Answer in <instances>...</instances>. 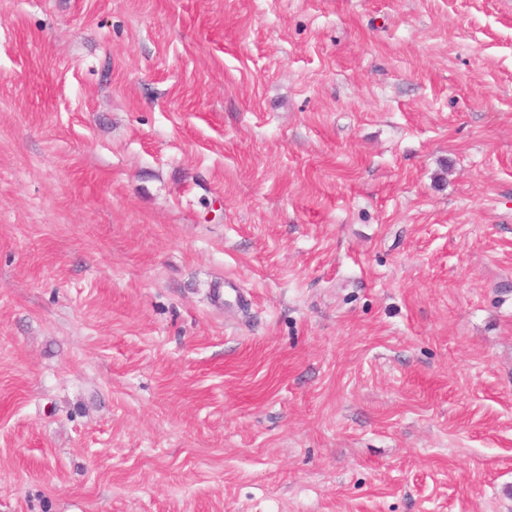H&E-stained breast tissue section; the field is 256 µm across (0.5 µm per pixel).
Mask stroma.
Wrapping results in <instances>:
<instances>
[{
    "label": "stroma",
    "mask_w": 512,
    "mask_h": 512,
    "mask_svg": "<svg viewBox=\"0 0 512 512\" xmlns=\"http://www.w3.org/2000/svg\"><path fill=\"white\" fill-rule=\"evenodd\" d=\"M0 512H512V0H0Z\"/></svg>",
    "instance_id": "35a3bbf8"
}]
</instances>
